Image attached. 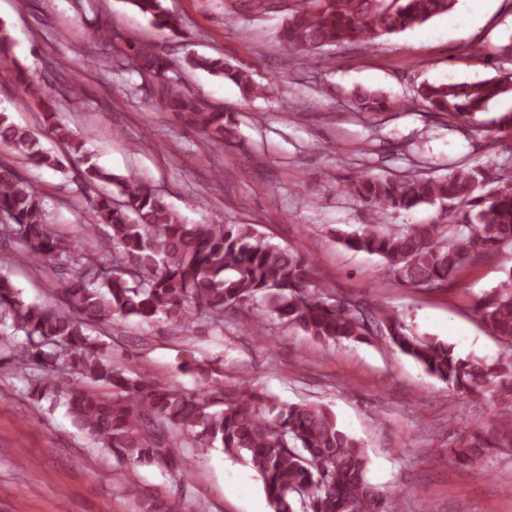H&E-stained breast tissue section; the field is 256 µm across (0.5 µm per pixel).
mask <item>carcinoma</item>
<instances>
[{
    "label": "carcinoma",
    "instance_id": "cac0c4a2",
    "mask_svg": "<svg viewBox=\"0 0 512 512\" xmlns=\"http://www.w3.org/2000/svg\"><path fill=\"white\" fill-rule=\"evenodd\" d=\"M162 34L181 33L182 21L164 0H129ZM458 0H299L278 33L289 56L311 58L328 45H371L384 36L454 11ZM126 69L151 78L165 107L215 142L233 137L231 116L185 93L171 63L144 42L125 41ZM187 64L236 84L244 100L266 93L251 74L224 57L191 54ZM14 80L39 102L41 129L80 161L90 189L86 214L66 227L46 223L43 193L9 162H0V240L56 278L60 303L25 298L12 273L0 268V359L27 371L28 397L59 406L93 447L131 467L181 473V448H221L261 478L274 512H394V499L368 479V459L335 414L317 403L278 404L249 381L224 386L223 368L188 350L182 367L201 380L187 393L165 379L112 362V329L135 317L176 330L224 328V319L258 297H271L285 324L324 344L379 338L413 359L462 397L487 392L502 403L496 423L464 428L448 449L458 463L477 466L512 450V359L488 361L457 354L453 345L415 336L376 305L335 298L319 286L316 263L270 244L251 224H189L157 190L91 161L85 142L58 122L55 96L17 66ZM512 94V79L423 83L415 98L440 117L477 121L488 104ZM361 112L395 106L381 92L356 89ZM0 144L34 164L57 170L61 158L28 127L0 111ZM494 187L480 193L489 184ZM343 192L367 208L372 223L338 236L348 250L381 258L404 286L454 288L469 263L512 245V174L456 166L436 179L399 180L359 174ZM437 206L452 224L400 227L380 222L388 211ZM474 312L494 335L512 344V267L477 301ZM144 512H182L181 497L151 499Z\"/></svg>",
    "mask_w": 512,
    "mask_h": 512
}]
</instances>
